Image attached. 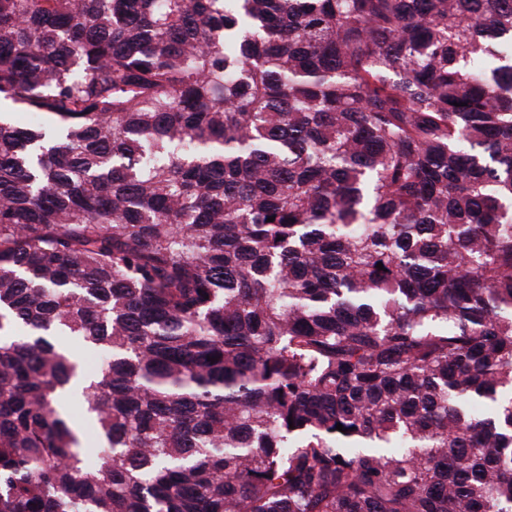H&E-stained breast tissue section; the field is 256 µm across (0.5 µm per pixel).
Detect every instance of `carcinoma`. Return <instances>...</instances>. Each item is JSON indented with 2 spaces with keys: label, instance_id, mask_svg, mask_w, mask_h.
I'll return each mask as SVG.
<instances>
[{
  "label": "carcinoma",
  "instance_id": "carcinoma-1",
  "mask_svg": "<svg viewBox=\"0 0 512 512\" xmlns=\"http://www.w3.org/2000/svg\"><path fill=\"white\" fill-rule=\"evenodd\" d=\"M2 100L0 512H512V0H0Z\"/></svg>",
  "mask_w": 512,
  "mask_h": 512
}]
</instances>
